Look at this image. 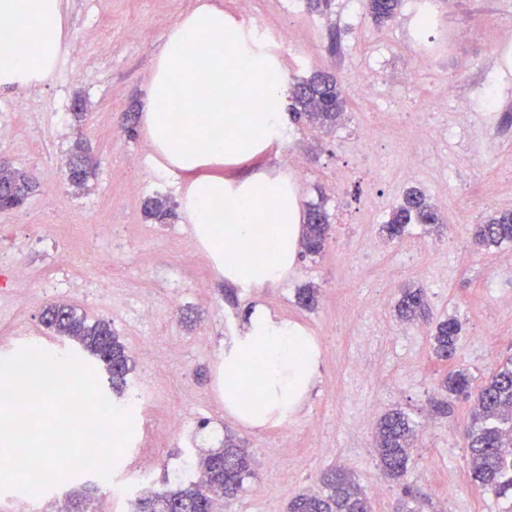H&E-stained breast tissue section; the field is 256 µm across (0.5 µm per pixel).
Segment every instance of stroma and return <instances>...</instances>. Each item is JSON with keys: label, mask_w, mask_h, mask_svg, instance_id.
I'll use <instances>...</instances> for the list:
<instances>
[{"label": "stroma", "mask_w": 512, "mask_h": 512, "mask_svg": "<svg viewBox=\"0 0 512 512\" xmlns=\"http://www.w3.org/2000/svg\"><path fill=\"white\" fill-rule=\"evenodd\" d=\"M195 0H65L63 44L53 72L36 84L0 89V160L34 172L40 184L22 206L0 212V253L16 250L20 239H38L19 252L32 277L28 299L0 303V358L12 356L8 341L27 336L49 351L78 354L64 336L47 329L41 313L46 289L67 296L69 305L90 321L111 322L129 351L146 340L171 364L169 378L148 376L138 357L131 375L141 398L135 406L132 437L109 477L91 470L73 474L33 499V512H47L83 487L95 486L93 512H128L130 499L164 487L165 473H178L191 458L224 445L235 435L253 454L250 488L219 503L217 512H287L296 493L312 490L317 475L332 466L347 470L372 499L373 512H396L404 488H411L423 512H501L499 500L471 482L464 429L470 404L451 400L446 415H435L440 379L449 368H467L483 377L498 358L512 355V308L498 305L512 295V271L502 267L499 250H476L475 224L489 212L512 210V71L494 55L498 36L512 29V0H437L432 23L421 32L436 61L418 84L394 85L389 70L412 56L407 11L376 26L352 0H332L329 11L300 8L285 25L278 0H252L242 13L239 0H219L227 15L244 24L268 25L270 37L289 27L291 39L277 49L278 71L287 80L309 75L304 62L343 82L363 78L360 92H347L348 119L326 132L308 124L287 125L280 149L251 161L225 165V178L254 172L287 177L300 204L324 202L330 230L315 259L294 258L281 282L264 288L232 287L213 258L196 256L193 236L182 238L190 265L173 264L158 224L144 214L147 199L166 198L171 224H189L188 178L167 170L156 155H143L142 129L127 131L125 116L141 112L162 37ZM340 33L337 53L327 50L330 29ZM91 68L94 82L70 80L68 70ZM492 84L503 108L487 113L478 94ZM471 98L466 128L451 126L456 108L448 85ZM458 94V95H459ZM33 111H10L18 98ZM83 143L95 161L84 191L70 188L54 157H69ZM306 159L303 178L288 177L285 149ZM343 176L340 195L329 192ZM57 182L58 207L67 209L71 241L86 244L67 268L54 265L55 243L39 236L54 223L42 187ZM417 187L439 209L443 222L414 227L401 239L382 230L408 188ZM103 278L112 293L85 294ZM424 288L430 317L413 324L394 313L399 289ZM316 288L318 301L307 310L297 289ZM152 294L155 320L138 316V298ZM290 325L305 329L317 343L314 383L297 400L287 422L251 425L224 410V348L244 334L255 305ZM458 316L462 332L452 362L431 349L434 319ZM366 347L376 366L373 376H355L352 363ZM405 411L419 426V441L406 483L385 477L375 458L377 419L392 409ZM187 429L170 432L172 416ZM155 453L151 474L142 457ZM263 486L265 498L252 490Z\"/></svg>", "instance_id": "35a3bbf8"}]
</instances>
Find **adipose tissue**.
Returning <instances> with one entry per match:
<instances>
[{"label": "adipose tissue", "instance_id": "ef3b65f1", "mask_svg": "<svg viewBox=\"0 0 512 512\" xmlns=\"http://www.w3.org/2000/svg\"><path fill=\"white\" fill-rule=\"evenodd\" d=\"M61 0H0V86L48 72L59 53ZM285 77H273L264 48L204 0L166 34L144 108L148 141L189 174L190 218L197 231L219 224L237 243L219 269L231 282L265 287L280 282L296 253L301 216L284 180L261 173L226 179L225 160L247 161L282 140ZM298 332L255 309L248 332L224 354V409L249 423L260 415L237 404L242 373L257 368L265 412L287 415L313 381V355Z\"/></svg>", "mask_w": 512, "mask_h": 512}]
</instances>
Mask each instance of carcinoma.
I'll use <instances>...</instances> for the list:
<instances>
[{
    "label": "carcinoma",
    "mask_w": 512,
    "mask_h": 512,
    "mask_svg": "<svg viewBox=\"0 0 512 512\" xmlns=\"http://www.w3.org/2000/svg\"><path fill=\"white\" fill-rule=\"evenodd\" d=\"M402 0H363L364 10L381 26L397 14ZM346 110V98L338 77L317 71L288 85V112L292 122H307L321 128L334 129ZM67 181L76 190L88 188L93 175L90 157L81 145L74 147L68 162ZM0 210L22 204L33 193V174L0 161ZM150 217L163 221L171 215L167 202L150 199ZM437 209L426 194L408 189L390 212L382 231L390 240L402 238L410 225L427 227L441 223ZM329 227V214L321 204H311L305 214L302 245L305 253L316 256L324 247ZM473 245L477 249H494L512 245V211H495L474 228ZM427 300L424 289L401 290L395 305L397 317L412 322L425 315ZM44 325L58 336L78 342L99 360L112 391L128 395V403L137 400L130 387L135 359L120 341L111 324L90 322L65 304H49L42 312ZM462 329L458 317L439 320L432 334V351L441 360L455 357ZM462 368L448 373L439 389L450 399L473 398L470 424L465 430L469 449V475L478 487L495 495L504 504L503 512H512V356L499 360L492 375L480 386ZM417 426L404 412L395 410L380 418L375 429V447L383 474L392 480L406 476L415 449ZM203 474L201 481L175 479L166 481L169 489H147L136 499L135 512H214L217 498H235L254 472V459L234 439L224 438V447L195 459ZM319 490L295 494L288 512H372L370 497L353 477L339 467L330 468L318 477Z\"/></svg>",
    "instance_id": "obj_1"
}]
</instances>
